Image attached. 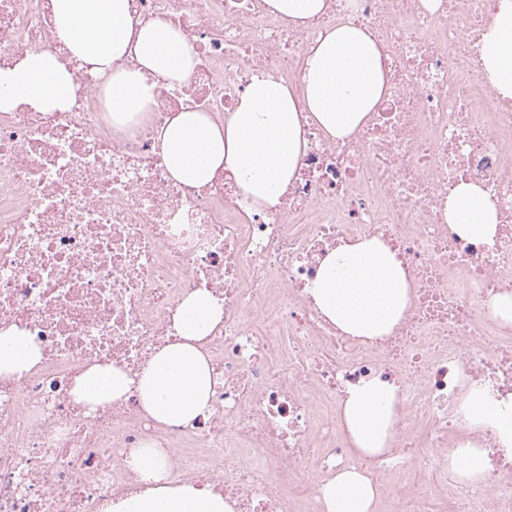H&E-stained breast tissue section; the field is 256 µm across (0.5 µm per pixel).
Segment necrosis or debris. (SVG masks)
Wrapping results in <instances>:
<instances>
[{"instance_id":"necrosis-or-debris-1","label":"necrosis or debris","mask_w":512,"mask_h":512,"mask_svg":"<svg viewBox=\"0 0 512 512\" xmlns=\"http://www.w3.org/2000/svg\"><path fill=\"white\" fill-rule=\"evenodd\" d=\"M296 28L265 0H130L133 17L178 28L190 82L157 83L142 122L113 126L103 90L75 71L70 110L0 112V333L40 349L0 378V512H104L143 485L125 459L152 443L175 479L231 512H319L321 478L344 467L376 485L381 512H512V447L459 417L470 388L512 404V98L482 79L496 0H325ZM341 22L377 42L387 91L350 137L304 122L306 151L278 205L249 207L230 171L202 187L174 179L156 140L184 110L223 121L256 74L298 83L307 48ZM48 0H0V68L56 53ZM463 183L494 203L492 241L448 222ZM378 238L397 254L412 302L390 333L350 336L309 285L342 244ZM224 311L200 347L212 366L204 414L159 424L137 389L89 407L75 379L109 364L137 378L180 336V303ZM370 380L398 397L390 448L362 457L340 413ZM489 482L448 475L465 439Z\"/></svg>"}]
</instances>
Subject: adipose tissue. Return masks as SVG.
I'll list each match as a JSON object with an SVG mask.
<instances>
[{
  "label": "adipose tissue",
  "instance_id": "1",
  "mask_svg": "<svg viewBox=\"0 0 512 512\" xmlns=\"http://www.w3.org/2000/svg\"><path fill=\"white\" fill-rule=\"evenodd\" d=\"M53 32L62 54L29 52L13 68L0 69V112L25 106L37 112L68 110L76 97L73 64H80L112 99L118 126L142 119L154 98L155 80L180 87L197 61L181 31L162 22L133 19L129 0H51ZM138 66L122 67L128 56ZM482 76L499 95L512 98V0H498L482 38ZM386 93L381 53L368 32L350 23L332 27L307 51L299 85L269 75L253 77L234 112L223 122L207 113L183 111L159 130L160 150L171 175L202 186L220 170L237 178L255 208L276 205L306 149L303 119L332 140L351 135ZM448 221L463 235L492 238L496 211L477 186L460 184L448 200ZM309 292L319 311L353 336H383L406 314L411 284L397 255L378 239L350 242L329 253ZM223 316L207 293L191 295L177 313L180 342L157 351L138 380L119 368L93 365L76 379V401L94 406L120 398L137 384L145 411L157 422L188 421L204 413L212 368L198 347ZM40 359L24 332L0 334V378L22 374ZM395 397L368 381L350 388L342 423L354 450L379 455L390 446ZM460 416L475 427L490 422L503 445L512 446V405L489 402L479 390L465 397ZM127 466L146 484L132 500L111 503L109 512H228L223 497L174 482L153 445L132 451ZM377 489L355 469L330 476L319 489L321 512H373Z\"/></svg>",
  "mask_w": 512,
  "mask_h": 512
}]
</instances>
